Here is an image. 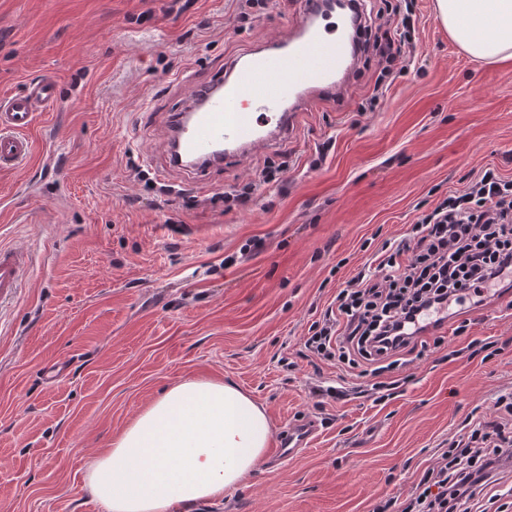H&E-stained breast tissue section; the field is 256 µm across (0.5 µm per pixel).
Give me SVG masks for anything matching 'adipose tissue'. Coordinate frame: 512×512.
Wrapping results in <instances>:
<instances>
[{
	"instance_id": "1",
	"label": "adipose tissue",
	"mask_w": 512,
	"mask_h": 512,
	"mask_svg": "<svg viewBox=\"0 0 512 512\" xmlns=\"http://www.w3.org/2000/svg\"><path fill=\"white\" fill-rule=\"evenodd\" d=\"M473 58H512V0H436ZM271 424L241 389L206 378L166 388L90 461L86 486L103 512H171L223 497L266 459Z\"/></svg>"
}]
</instances>
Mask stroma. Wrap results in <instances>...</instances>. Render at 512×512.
<instances>
[{
  "label": "stroma",
  "mask_w": 512,
  "mask_h": 512,
  "mask_svg": "<svg viewBox=\"0 0 512 512\" xmlns=\"http://www.w3.org/2000/svg\"><path fill=\"white\" fill-rule=\"evenodd\" d=\"M171 2L0 0V97L51 75L59 103L36 119L31 162L55 146L68 155L64 178L42 174L28 192L0 176L12 203L0 242L31 256L0 310V512H101L91 459L192 377L247 392L272 437L303 419L320 431L303 453L177 512H370L407 496L468 414H492L512 390V309L494 296L462 335L445 328L458 349L504 341L498 355L414 360L402 392L380 402L336 398L335 368L302 357V338L384 239L486 168L512 179V59L465 54L435 0H418L414 63L377 111L357 110L375 71L357 63L343 94L304 113L277 150L197 175L168 162L181 73L209 79L286 37L299 0H267L244 24L230 0L181 14ZM284 153V182L250 210L227 208L225 192ZM140 169L175 194L157 199Z\"/></svg>",
  "instance_id": "stroma-1"
}]
</instances>
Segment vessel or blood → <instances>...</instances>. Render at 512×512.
Returning <instances> with one entry per match:
<instances>
[{"instance_id": "1", "label": "vessel or blood", "mask_w": 512, "mask_h": 512, "mask_svg": "<svg viewBox=\"0 0 512 512\" xmlns=\"http://www.w3.org/2000/svg\"><path fill=\"white\" fill-rule=\"evenodd\" d=\"M320 2L302 0L286 40L254 46L209 81L183 78L194 114L189 124L177 116L170 123L183 167L201 171L214 165L219 148L228 160L275 148L293 131L301 112L341 94L354 60L350 36L360 23V9L357 0H349L332 21ZM57 101L58 88L47 77L0 98V174L26 167L33 155L28 132L37 114ZM28 262V251L0 246V303L14 297ZM317 432L314 421H302L284 431L281 444L293 455Z\"/></svg>"}]
</instances>
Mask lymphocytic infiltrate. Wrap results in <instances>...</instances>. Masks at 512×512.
Segmentation results:
<instances>
[{
    "label": "lymphocytic infiltrate",
    "mask_w": 512,
    "mask_h": 512,
    "mask_svg": "<svg viewBox=\"0 0 512 512\" xmlns=\"http://www.w3.org/2000/svg\"><path fill=\"white\" fill-rule=\"evenodd\" d=\"M383 14L366 9L364 53L377 59L374 111L415 51L414 0ZM512 288V179L486 169L463 192L418 216L409 232L384 240L371 263L337 289L303 346L308 358L336 367L353 394L392 396L395 373L409 355L445 343L443 320L432 336L416 325L427 313L459 318L483 306L491 289ZM512 469V392L495 401L492 417L470 418L438 449L414 491L377 502L372 512H491L502 499L499 476Z\"/></svg>",
    "instance_id": "lymphocytic-infiltrate-1"
}]
</instances>
